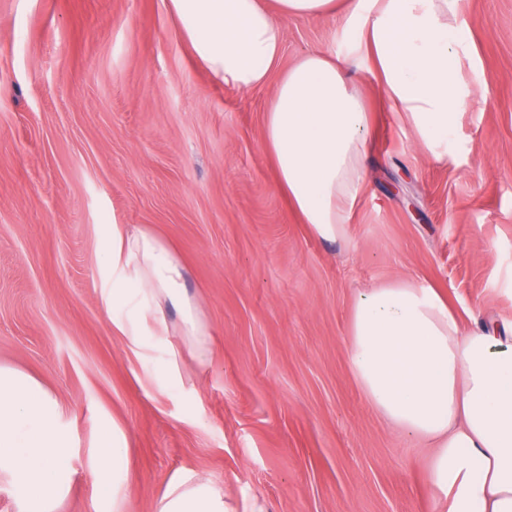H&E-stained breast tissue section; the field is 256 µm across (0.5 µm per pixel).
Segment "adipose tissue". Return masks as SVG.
I'll return each instance as SVG.
<instances>
[{
	"instance_id": "1",
	"label": "adipose tissue",
	"mask_w": 512,
	"mask_h": 512,
	"mask_svg": "<svg viewBox=\"0 0 512 512\" xmlns=\"http://www.w3.org/2000/svg\"><path fill=\"white\" fill-rule=\"evenodd\" d=\"M197 55L225 85L248 92L273 85L263 145L276 187L309 232L347 241L364 181L373 120L349 58L328 51L299 56L279 80L281 17L347 13L349 43L372 63L383 95L400 112L419 151L448 159L459 117L478 89L465 80L458 0H170ZM119 272L104 306L130 350L144 324L168 329L179 316L169 371L182 347L205 357L208 329L185 287V268L157 236L112 230ZM351 375L394 429L427 442L434 512H512V329L493 322L464 328L436 289L399 277L358 292L348 330ZM94 475L101 490L119 486L127 440L101 420ZM75 437L55 394L36 377L0 365V477L24 512H56L73 479ZM154 512H236L209 478L172 479Z\"/></svg>"
}]
</instances>
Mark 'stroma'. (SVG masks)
<instances>
[{
    "mask_svg": "<svg viewBox=\"0 0 512 512\" xmlns=\"http://www.w3.org/2000/svg\"><path fill=\"white\" fill-rule=\"evenodd\" d=\"M284 63L348 52L345 20L284 17ZM464 75L484 91L446 163L421 154L370 73L376 136L350 244L311 236L263 147L273 89L196 56L169 0H0V364L43 380L78 447L57 512H153L189 470L267 512H433L427 454L349 372L362 288L400 275L464 324L512 321V0H460ZM161 238L206 325L167 347L112 327V227ZM124 430L116 501L92 478L95 425Z\"/></svg>",
    "mask_w": 512,
    "mask_h": 512,
    "instance_id": "35a3bbf8",
    "label": "stroma"
}]
</instances>
